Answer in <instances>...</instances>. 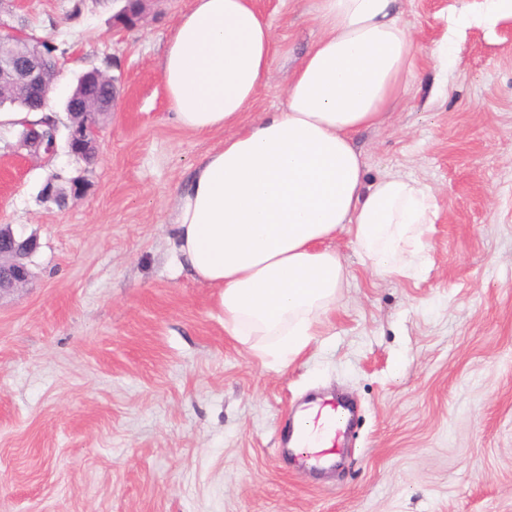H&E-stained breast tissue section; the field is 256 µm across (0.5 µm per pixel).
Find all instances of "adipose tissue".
<instances>
[{"mask_svg":"<svg viewBox=\"0 0 512 512\" xmlns=\"http://www.w3.org/2000/svg\"><path fill=\"white\" fill-rule=\"evenodd\" d=\"M512 18L485 0L453 19L434 49L440 73L470 24ZM319 38L294 70L282 108L244 123L279 47L252 0H195L178 21L160 74L180 128H234L177 195V252L217 287L224 332L267 337L262 359L287 365L316 336L349 272L330 243L347 231L369 268L411 277L424 265L435 203L420 181H366L355 136L385 122L417 79L419 48L401 0H317Z\"/></svg>","mask_w":512,"mask_h":512,"instance_id":"ef3b65f1","label":"adipose tissue"}]
</instances>
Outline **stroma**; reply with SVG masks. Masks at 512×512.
<instances>
[{"label":"stroma","mask_w":512,"mask_h":512,"mask_svg":"<svg viewBox=\"0 0 512 512\" xmlns=\"http://www.w3.org/2000/svg\"><path fill=\"white\" fill-rule=\"evenodd\" d=\"M288 47L246 111L280 107L320 34L313 0H253ZM194 0L112 25L117 0H0V19L65 47L50 101L96 66L120 96L93 165L0 130V225L36 236L26 288L0 298V512H512V19L471 25L439 75L450 17L483 0H403L419 77L357 145L368 178L430 187L417 277H377L357 246L319 336L288 365L224 333L218 291L182 268L178 190L229 130L170 119L160 61ZM85 194L41 195L52 173ZM357 406L333 468L278 452L312 393Z\"/></svg>","instance_id":"obj_1"}]
</instances>
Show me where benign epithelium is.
Returning <instances> with one entry per match:
<instances>
[{"mask_svg":"<svg viewBox=\"0 0 512 512\" xmlns=\"http://www.w3.org/2000/svg\"><path fill=\"white\" fill-rule=\"evenodd\" d=\"M124 5L114 20L123 26L144 19L148 5L162 0H122ZM41 39L0 22V109L7 97L23 98L34 91L50 94L57 86L61 67H46L42 62ZM115 91L116 78L94 67L82 73L65 96L69 115L66 144L69 153L80 161L97 157L101 124L111 114L114 96L101 97L98 90ZM28 155L48 160L56 152L57 142L48 140L45 123L31 124L22 131L20 140ZM51 174L41 189L44 198L65 205L69 198L83 192V182L72 179L69 186ZM39 241L30 235L17 236L8 224L0 225V295L26 286L31 279L29 259L37 252Z\"/></svg>","mask_w":512,"mask_h":512,"instance_id":"7a95c632","label":"benign epithelium"}]
</instances>
